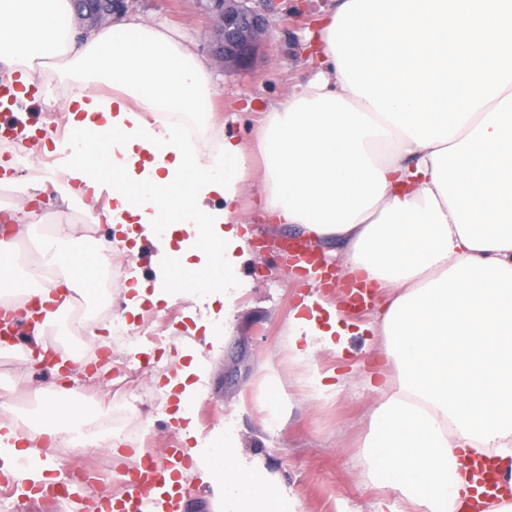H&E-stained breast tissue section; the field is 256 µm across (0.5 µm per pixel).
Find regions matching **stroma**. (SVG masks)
<instances>
[{
    "instance_id": "35a3bbf8",
    "label": "stroma",
    "mask_w": 512,
    "mask_h": 512,
    "mask_svg": "<svg viewBox=\"0 0 512 512\" xmlns=\"http://www.w3.org/2000/svg\"><path fill=\"white\" fill-rule=\"evenodd\" d=\"M275 5V11L266 16L265 50L243 70L224 67L216 60L219 42L209 0H126L123 13L176 29L192 43L211 71L218 91L217 115L225 134L247 140L271 102L284 99L294 86L311 78L307 36L331 0H275ZM70 82V75L58 65L45 67L36 77L40 97L14 99L12 107L0 109V122L49 127L63 113ZM260 175L259 166H252L236 204L240 220L253 229L258 240L299 238L298 230L264 223L252 208ZM199 252L204 265L189 273L179 267L170 274L172 281L192 290V297L176 298L146 316L130 318L131 328L145 324L150 330L138 348L119 343L99 347L89 335L71 333L62 317L49 327L54 345L86 363L85 368H73L71 378H58L45 365L28 367L23 352H0V395L14 399L12 418L32 427L39 425L45 404L62 386L73 418L89 419L95 410L91 390L120 384L124 366H137L144 379L132 417L158 456L168 454L169 443L180 439L171 428L176 404L159 395L158 378L171 367L178 344L209 317L205 296L224 285L218 246L207 240L201 242ZM242 274L252 278L253 286L238 302L224 348L209 359L205 391L194 410L202 434L222 433L225 419H233L241 454L261 459L296 499L300 512H373L379 501L385 512H408L398 493L374 482L365 448L370 416L381 402L380 393L367 382L383 362L374 336L365 332L348 337L345 359L339 364L326 353H318L321 369L337 368L347 376L348 385L326 404L305 397L298 383L299 371L289 365L286 349L288 314L298 300L297 281L289 276L280 256L267 249L257 251ZM270 378L276 381L275 396L291 405L290 417L281 426L266 425L260 404Z\"/></svg>"
}]
</instances>
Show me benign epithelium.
Segmentation results:
<instances>
[{"label": "benign epithelium", "instance_id": "7a95c632", "mask_svg": "<svg viewBox=\"0 0 512 512\" xmlns=\"http://www.w3.org/2000/svg\"><path fill=\"white\" fill-rule=\"evenodd\" d=\"M125 0H92L93 17L102 19L115 13ZM220 36L218 57L226 65L246 69L262 45L267 27L265 15L249 6L253 0H210Z\"/></svg>", "mask_w": 512, "mask_h": 512}]
</instances>
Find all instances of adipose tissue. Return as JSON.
I'll use <instances>...</instances> for the list:
<instances>
[{
  "mask_svg": "<svg viewBox=\"0 0 512 512\" xmlns=\"http://www.w3.org/2000/svg\"><path fill=\"white\" fill-rule=\"evenodd\" d=\"M333 20L326 14L317 27L316 79L271 104L251 140L237 141L214 122L210 75L177 32L138 16L96 28L72 0H0V63L21 70L26 86L49 60L73 77L65 110L79 137L67 144L66 179L32 189L105 198L94 221L114 230L107 250L89 254L74 228L54 225L41 253L53 276L26 291L43 303L33 339L45 348L43 327L63 312L70 293L90 286L110 254L129 253L134 224L141 227L134 241L151 242L164 258L154 283L129 288L126 312L171 301L167 261L188 265L204 235L222 250L219 317L231 323L252 286L240 269L254 257L251 234L235 225L234 203L260 155L264 184L255 207L262 218L295 226L313 243H336L340 276L388 293L376 334L393 387L372 416L366 443L377 485L399 492L413 512H462L482 493L462 458L494 456L512 469V84L453 138L419 146L372 121L374 107L348 87L328 44ZM80 27L88 31L81 43ZM98 84L111 94L95 92ZM183 112L195 114L196 137L178 126ZM105 131L118 183L90 178L79 159ZM342 319L337 303L317 292L288 316V362L301 368L312 399L331 400L344 388V377L327 382L316 362L322 351L343 357ZM173 361L163 392L177 401L176 429L192 441L195 465L206 468L202 482L215 512H297L259 460L225 459V449L239 445L233 424L200 437L192 407L207 369L201 350ZM62 412L54 406L28 432L0 424V463L23 464L27 478L42 481L40 441L71 445Z\"/></svg>",
  "mask_w": 512,
  "mask_h": 512,
  "instance_id": "adipose-tissue-1",
  "label": "adipose tissue"
}]
</instances>
